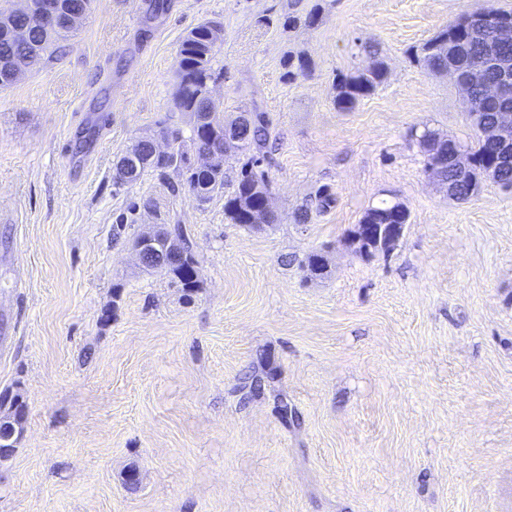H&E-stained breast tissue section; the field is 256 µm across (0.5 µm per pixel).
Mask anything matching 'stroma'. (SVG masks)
<instances>
[{"instance_id":"1","label":"stroma","mask_w":512,"mask_h":512,"mask_svg":"<svg viewBox=\"0 0 512 512\" xmlns=\"http://www.w3.org/2000/svg\"><path fill=\"white\" fill-rule=\"evenodd\" d=\"M478 8L512 0H92L57 59L0 89V392L28 406L0 512H512V190L448 199L416 137L472 139L421 57ZM209 20L216 103L275 128L260 230L223 194L113 179L136 136L189 133L177 51ZM376 58L385 81L339 111V78ZM384 201L409 222L362 259L346 234ZM176 223L189 300L131 250ZM468 23V16L461 19L458 22H455L448 26V28L442 30L439 32L436 36H434L432 39H430L422 48L423 51V61L424 63L427 62V59H432V61H438L441 59V57L438 55L437 51L439 49V46L442 43L448 42V39L452 38L454 36L455 31L464 30L468 25H465Z\"/></svg>"}]
</instances>
